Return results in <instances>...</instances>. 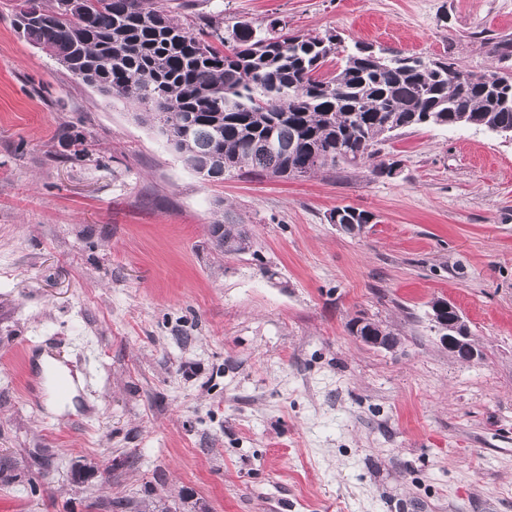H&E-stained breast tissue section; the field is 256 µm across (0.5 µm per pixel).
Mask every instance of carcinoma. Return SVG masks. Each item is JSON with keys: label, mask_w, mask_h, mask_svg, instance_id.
Here are the masks:
<instances>
[{"label": "carcinoma", "mask_w": 512, "mask_h": 512, "mask_svg": "<svg viewBox=\"0 0 512 512\" xmlns=\"http://www.w3.org/2000/svg\"><path fill=\"white\" fill-rule=\"evenodd\" d=\"M14 23L74 76L144 110L192 167L217 155L228 174L306 177L371 161L403 129L512 130L511 73L343 48L337 34L284 33L277 19L206 39L155 0H16ZM336 212L341 224L373 221ZM212 235L222 253L249 248L235 224Z\"/></svg>", "instance_id": "carcinoma-1"}]
</instances>
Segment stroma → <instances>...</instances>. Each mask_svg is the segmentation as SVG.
<instances>
[{
    "label": "stroma",
    "instance_id": "35a3bbf8",
    "mask_svg": "<svg viewBox=\"0 0 512 512\" xmlns=\"http://www.w3.org/2000/svg\"><path fill=\"white\" fill-rule=\"evenodd\" d=\"M512 71V0H159ZM0 0V512H512V140L416 127L372 164L205 180ZM374 216L353 236L329 221ZM251 245L219 253L215 221ZM454 303L479 359L429 317ZM366 318L400 339L358 343ZM72 375L53 410V372Z\"/></svg>",
    "mask_w": 512,
    "mask_h": 512
}]
</instances>
